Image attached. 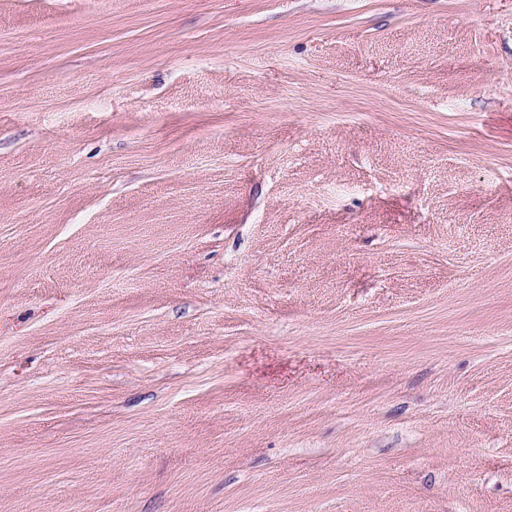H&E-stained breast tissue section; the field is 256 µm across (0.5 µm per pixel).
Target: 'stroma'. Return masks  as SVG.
<instances>
[{"mask_svg": "<svg viewBox=\"0 0 512 512\" xmlns=\"http://www.w3.org/2000/svg\"><path fill=\"white\" fill-rule=\"evenodd\" d=\"M0 512H512V0H0Z\"/></svg>", "mask_w": 512, "mask_h": 512, "instance_id": "1", "label": "stroma"}]
</instances>
